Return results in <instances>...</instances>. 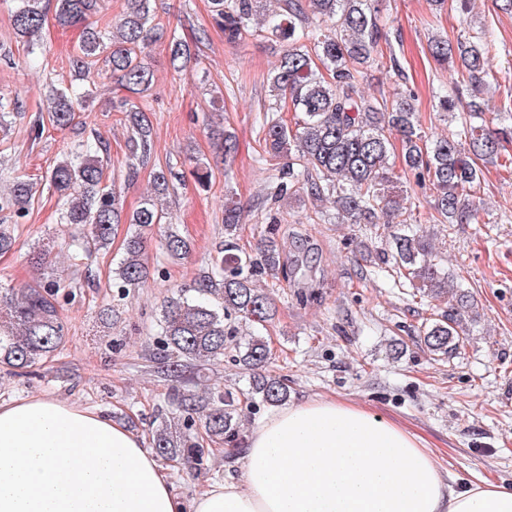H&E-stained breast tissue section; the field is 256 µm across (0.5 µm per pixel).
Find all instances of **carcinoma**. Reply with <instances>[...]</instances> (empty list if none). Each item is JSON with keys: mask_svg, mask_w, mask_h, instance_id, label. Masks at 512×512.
I'll return each mask as SVG.
<instances>
[{"mask_svg": "<svg viewBox=\"0 0 512 512\" xmlns=\"http://www.w3.org/2000/svg\"><path fill=\"white\" fill-rule=\"evenodd\" d=\"M15 35L34 49L47 16L44 0H13ZM212 0V20L235 43L253 25L286 49L269 80V103L260 125L266 153L288 157V171L277 178L273 196L307 193L314 200H332L337 218L347 224H370L387 230L396 222L386 263L392 265L398 283H409L416 293L437 300L452 297L445 310L421 326L420 342L433 355L447 357L466 341L465 313L475 309L468 291L454 283L432 259V249L413 223L404 218L410 197L396 190V174L389 164L391 136L401 145L404 170L417 183H427L434 193V209L440 223L476 224L479 209L473 198L480 186L481 165L493 164L501 155V141L512 137L509 129H489L480 123L483 109L471 100L461 101L448 90L437 92L436 109L443 117L461 115L457 134L428 142L419 128L411 96L387 100L367 97L359 90L362 69L377 61L384 28L374 0ZM100 9V0H55V21L62 28H83L79 51L70 66L81 80L94 85L103 71L118 77L130 94L141 95L154 83L145 62L146 50L164 37L153 24L151 0H126V9L107 35L91 26L89 19ZM494 43L483 31L451 41H429L432 57L440 64L456 62L454 87L461 82L484 84L487 56ZM197 43L169 39L173 66L199 62ZM84 93L53 89L39 125L66 129L73 125ZM116 108L125 114L131 128L127 141L130 160L146 163L153 147L150 108L128 98ZM282 112L299 114L295 126ZM107 145L100 139L82 140L46 176V183L60 203L59 223L79 230L75 247L90 256L108 247L118 224L138 228L165 223L157 200L169 193L172 172L153 173L152 192L132 212L124 209L121 195L107 175ZM37 183L16 179L0 192V213L23 217L35 201ZM240 212L224 197V250L210 269L202 272L190 288H180L162 306L161 328L168 351L166 372L181 376L189 364L205 366L233 353L234 360L250 370L247 395L266 406L286 404L288 384L265 372L270 356L268 340L254 332L244 335L225 323L233 314L265 326L275 316L268 293L257 287L264 276L288 277L275 231L261 240L252 254L238 244ZM16 227L0 222V253L16 242ZM166 253L178 257L189 243L178 234L166 236ZM141 233L124 240L123 258L112 286L121 290L145 283L150 271L143 259ZM61 285L57 279L30 285L18 292L0 293V367L18 373L47 362L65 343L59 316ZM175 411L152 435V448L161 459L175 466L197 468L211 449L199 441L203 430L211 442L220 441L233 450L242 444V408L237 394L191 389L174 394Z\"/></svg>", "mask_w": 512, "mask_h": 512, "instance_id": "1", "label": "carcinoma"}]
</instances>
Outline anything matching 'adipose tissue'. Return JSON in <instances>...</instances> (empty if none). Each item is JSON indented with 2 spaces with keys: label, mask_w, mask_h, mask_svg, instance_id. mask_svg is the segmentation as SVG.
<instances>
[{
  "label": "adipose tissue",
  "mask_w": 512,
  "mask_h": 512,
  "mask_svg": "<svg viewBox=\"0 0 512 512\" xmlns=\"http://www.w3.org/2000/svg\"><path fill=\"white\" fill-rule=\"evenodd\" d=\"M238 466L188 500L111 417L0 401V512H512L511 485L451 478L413 433L336 398L271 414Z\"/></svg>",
  "instance_id": "1"
}]
</instances>
